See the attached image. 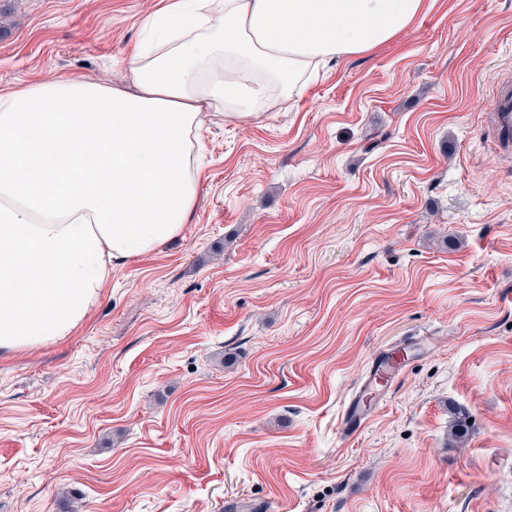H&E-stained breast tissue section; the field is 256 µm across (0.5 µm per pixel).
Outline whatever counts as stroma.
<instances>
[{"label":"stroma","instance_id":"obj_1","mask_svg":"<svg viewBox=\"0 0 512 512\" xmlns=\"http://www.w3.org/2000/svg\"><path fill=\"white\" fill-rule=\"evenodd\" d=\"M160 0H0V88H128ZM512 0H430L259 117L206 115L180 236L0 356V512H512ZM427 341L366 426L372 355ZM469 418V434L450 427ZM491 125L489 136L497 149L504 153L512 150V77H502L491 96L489 107Z\"/></svg>","mask_w":512,"mask_h":512}]
</instances>
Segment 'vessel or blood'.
Instances as JSON below:
<instances>
[{
	"label": "vessel or blood",
	"instance_id": "b4317fda",
	"mask_svg": "<svg viewBox=\"0 0 512 512\" xmlns=\"http://www.w3.org/2000/svg\"><path fill=\"white\" fill-rule=\"evenodd\" d=\"M491 125L489 136L497 149L512 151V77L501 78L491 96L489 107ZM405 367L390 360L388 353H380L372 359L364 380L354 397L346 404L342 413L344 434L356 433L370 418L371 402L381 401L389 388L404 372Z\"/></svg>",
	"mask_w": 512,
	"mask_h": 512
}]
</instances>
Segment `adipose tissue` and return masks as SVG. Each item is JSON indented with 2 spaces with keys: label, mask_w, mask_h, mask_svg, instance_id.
Returning <instances> with one entry per match:
<instances>
[{
  "label": "adipose tissue",
  "mask_w": 512,
  "mask_h": 512,
  "mask_svg": "<svg viewBox=\"0 0 512 512\" xmlns=\"http://www.w3.org/2000/svg\"><path fill=\"white\" fill-rule=\"evenodd\" d=\"M426 0H169L144 19L130 89L0 88V352L64 341L113 264L176 238L206 113L261 115L322 64L404 32Z\"/></svg>",
  "instance_id": "obj_1"
}]
</instances>
